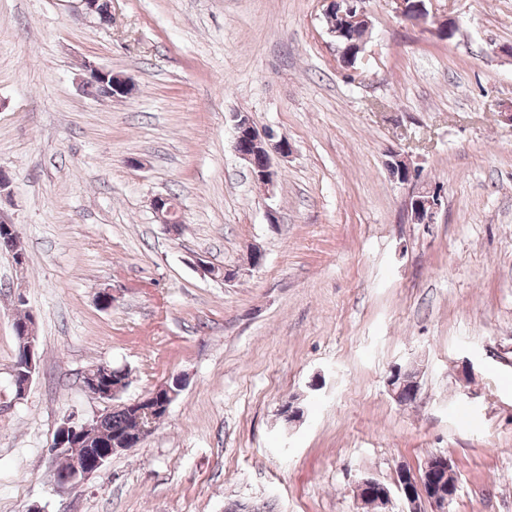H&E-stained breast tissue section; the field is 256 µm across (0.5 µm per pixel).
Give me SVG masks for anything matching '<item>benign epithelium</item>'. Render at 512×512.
Returning a JSON list of instances; mask_svg holds the SVG:
<instances>
[{
  "instance_id": "benign-epithelium-1",
  "label": "benign epithelium",
  "mask_w": 512,
  "mask_h": 512,
  "mask_svg": "<svg viewBox=\"0 0 512 512\" xmlns=\"http://www.w3.org/2000/svg\"><path fill=\"white\" fill-rule=\"evenodd\" d=\"M86 10L99 17L104 22H112V0H82ZM327 8L324 17L327 25V33L334 39L344 37L345 30L361 25L365 28V34L361 41L356 43H336V50L340 60L347 68L353 67L350 63L351 54L364 52L368 42L371 20L363 7L364 0H324ZM393 3L395 14L403 20L410 22L426 23L429 13L425 0H390ZM82 88L90 92L99 100L126 99L136 89L133 79L129 76L116 74L110 69L90 64L86 67L85 76L82 79ZM232 121L235 132V151L243 160L252 175V178L265 185L272 186L276 183L278 172L273 163V157L286 158L292 152V146L288 138L276 134L270 128L257 126L252 116L246 112L232 113ZM398 165L393 168L392 174L402 183L421 182L420 169L398 154L393 155ZM441 190L437 187H426L416 192L409 203L411 219L417 224H432L436 211L440 205ZM152 210L160 223L168 226L181 224V215L176 201L166 195H157L151 201ZM7 234L0 238V243L8 248L17 261V267H22L25 254L22 248L20 236L12 224L0 225ZM15 334L19 336L18 364L12 370V377L22 376L26 382L15 384L16 394L23 395L29 387L35 366L37 365V349L34 337V319L30 318L14 327ZM111 372V369L103 364L101 370H87L83 374L84 388L97 387L103 376ZM391 393L397 402H402V392L407 385H415V381L401 373L400 370L392 371L388 379ZM119 395V390L99 388L94 397L107 404L105 412L96 417L100 421L112 411V401ZM134 409H147L149 411H169L170 404L167 400L157 395V390H152L140 398L127 403ZM90 441L87 437V423L81 422L74 416L66 417L55 431L49 451L55 457L68 460L69 467L59 469L55 473L57 486L64 488L79 483L97 473L108 462L109 458L122 452L120 448H101L94 454L89 448ZM397 491L402 495L409 506V512H424L422 504L429 505L431 512H448L449 505L457 494V481L452 461L443 454L429 456L423 467L422 473L402 467L397 472L394 482ZM369 486H377L380 493L373 497L360 496L361 504L373 500L377 503H386L390 500L391 490L385 484L367 477L359 481L356 490L362 491Z\"/></svg>"
}]
</instances>
